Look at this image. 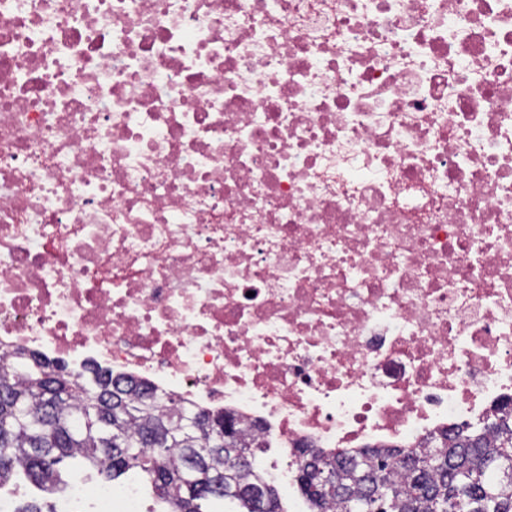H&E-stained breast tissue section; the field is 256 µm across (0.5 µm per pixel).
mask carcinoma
Segmentation results:
<instances>
[{
	"instance_id": "carcinoma-1",
	"label": "carcinoma",
	"mask_w": 512,
	"mask_h": 512,
	"mask_svg": "<svg viewBox=\"0 0 512 512\" xmlns=\"http://www.w3.org/2000/svg\"><path fill=\"white\" fill-rule=\"evenodd\" d=\"M188 415L177 402L159 403L150 392L128 379L93 372L65 375L36 357L16 352L0 358V483L19 467L41 484L59 478L56 466L81 458L105 468L117 480L138 468L156 495L171 499L173 512H206L211 494L182 480L186 470L203 466L208 484L217 475L224 481L222 497L236 500L245 512H258L265 497L279 502L277 489L260 485L251 471L255 450L236 438L215 444L205 436L183 438L178 422ZM236 450L246 462H232ZM334 471V493L315 495L312 474L300 467V486L318 512L334 502L350 512L351 498L370 500V485H389L390 512H512V414L503 413L481 429L461 427L440 448L411 449L399 459L395 476L390 458L375 455L358 460L318 457ZM477 475L480 485L463 484L465 473Z\"/></svg>"
}]
</instances>
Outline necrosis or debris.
I'll return each instance as SVG.
<instances>
[{
	"mask_svg": "<svg viewBox=\"0 0 512 512\" xmlns=\"http://www.w3.org/2000/svg\"><path fill=\"white\" fill-rule=\"evenodd\" d=\"M20 347L226 415L289 512L303 449L512 412V0H0Z\"/></svg>",
	"mask_w": 512,
	"mask_h": 512,
	"instance_id": "necrosis-or-debris-1",
	"label": "necrosis or debris"
}]
</instances>
